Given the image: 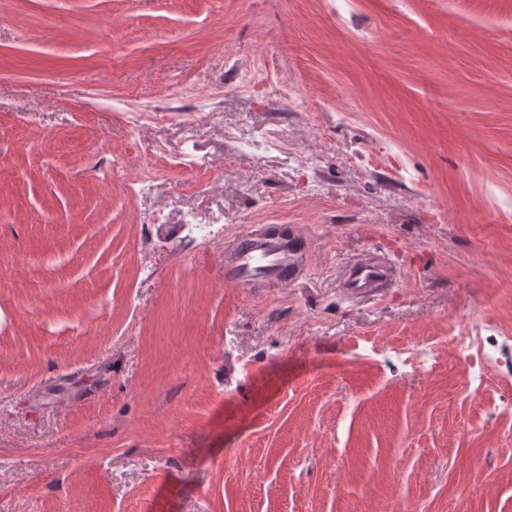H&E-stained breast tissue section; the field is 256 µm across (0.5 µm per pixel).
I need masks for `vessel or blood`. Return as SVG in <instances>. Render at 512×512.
Returning a JSON list of instances; mask_svg holds the SVG:
<instances>
[{
  "label": "vessel or blood",
  "mask_w": 512,
  "mask_h": 512,
  "mask_svg": "<svg viewBox=\"0 0 512 512\" xmlns=\"http://www.w3.org/2000/svg\"><path fill=\"white\" fill-rule=\"evenodd\" d=\"M302 262L285 242L263 235L261 226H253L239 235L224 259L222 277L225 284L248 288L257 283L269 286L284 284L288 272H301ZM391 264L383 259L349 261L339 271L342 288L353 296L371 294L384 281L393 279Z\"/></svg>",
  "instance_id": "1"
}]
</instances>
